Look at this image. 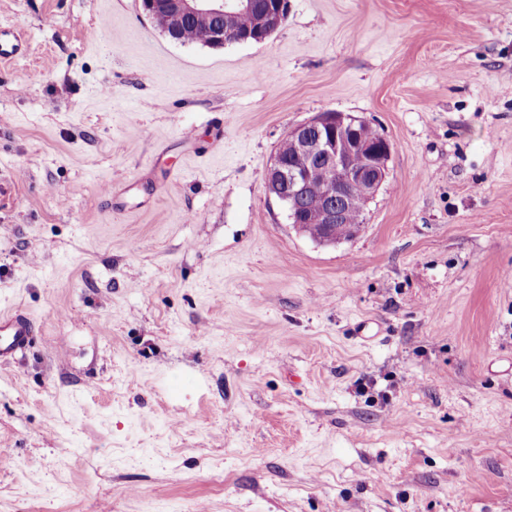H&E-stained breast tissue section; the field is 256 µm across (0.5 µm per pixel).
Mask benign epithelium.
Wrapping results in <instances>:
<instances>
[{"instance_id": "7a95c632", "label": "benign epithelium", "mask_w": 512, "mask_h": 512, "mask_svg": "<svg viewBox=\"0 0 512 512\" xmlns=\"http://www.w3.org/2000/svg\"><path fill=\"white\" fill-rule=\"evenodd\" d=\"M143 12L164 32L176 33L193 22L212 31L214 43L224 45V35L236 43L262 42L274 34L288 17V0H267L256 11L254 28L238 32L232 21L240 13L255 11V0H140ZM359 118L343 112H322L290 129L265 174V188L288 208L289 219L305 232L310 226L321 230L319 240L331 244L329 227L343 223L347 204L354 197L369 203L388 175L391 145L385 137L369 142L358 137ZM293 142L297 161H283L288 142ZM361 162H353L354 155ZM323 183V204L300 210L298 202L314 181Z\"/></svg>"}]
</instances>
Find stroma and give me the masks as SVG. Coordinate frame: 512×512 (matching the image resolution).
<instances>
[{
  "mask_svg": "<svg viewBox=\"0 0 512 512\" xmlns=\"http://www.w3.org/2000/svg\"><path fill=\"white\" fill-rule=\"evenodd\" d=\"M0 512H512V0H289L259 43L0 0ZM391 144L357 236L264 174ZM359 120L344 112H322L290 129L265 174L266 191L288 208L294 226L301 232L308 231L310 225L318 226V238L324 243L331 244L335 239L349 241L357 234L360 224L343 221L345 205L359 197L364 202V213L387 179L391 145L382 135L375 142L359 138L358 130L365 140L372 141L379 134L369 124L362 123L357 130ZM288 141L293 142L297 161L287 167L284 152L288 150V157H293ZM356 154L361 156L358 164L352 160ZM315 180L323 183V204L301 211L298 202ZM321 199L322 186L318 182L307 189L304 204L312 208ZM331 224H336V238L330 234ZM34 336V323L25 314L0 313V364L22 353Z\"/></svg>",
  "mask_w": 512,
  "mask_h": 512,
  "instance_id": "1",
  "label": "stroma"
}]
</instances>
